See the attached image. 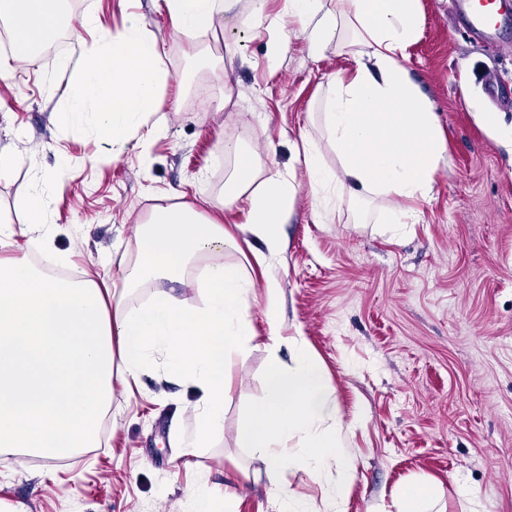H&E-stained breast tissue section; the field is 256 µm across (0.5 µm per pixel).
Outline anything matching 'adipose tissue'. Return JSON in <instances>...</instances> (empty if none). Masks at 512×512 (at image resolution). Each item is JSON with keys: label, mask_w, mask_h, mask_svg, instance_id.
I'll return each instance as SVG.
<instances>
[{"label": "adipose tissue", "mask_w": 512, "mask_h": 512, "mask_svg": "<svg viewBox=\"0 0 512 512\" xmlns=\"http://www.w3.org/2000/svg\"><path fill=\"white\" fill-rule=\"evenodd\" d=\"M58 2L0 0V21L9 24L15 41L12 58L0 59L1 73L52 38ZM237 3L166 0L171 26L181 33L209 28ZM288 12L313 45L343 28L355 47L353 68L328 82L319 114L339 173L330 175L321 165L315 139L300 137L298 153L311 183L335 182L339 198L352 203L385 198L388 223L404 232L410 213L403 200L431 191L446 153L434 107L402 64L418 34L419 0H336L332 10L323 0H288ZM166 78L157 38L139 15H130L76 60L67 90L71 120L78 128L92 123L104 141H124L147 126ZM224 154L235 160L224 202L247 208L250 233L264 241L268 258H276L282 250L279 227L298 198L295 179L260 169L254 155L232 141H225ZM14 208L22 224H0V450L59 459L99 447L114 380L138 379L155 351L164 355L170 379L201 389L184 443L205 447L224 428L230 392L224 362L253 347L248 309L254 281L239 268L209 264L200 277L198 308L185 307L173 287L184 283L199 256L237 249L236 237L194 205L157 207L137 227L135 276L115 290L91 277L70 281L38 271L20 242L33 227L41 229L36 242L44 262L65 261L46 226L43 198L36 191L24 194ZM151 281L170 287L156 290L147 304L129 306L128 293ZM265 349V397L241 424V439L259 452L283 512H303L283 479L292 467L313 476L335 470L329 499L333 512H347L354 454L336 419L332 387L305 337L274 335ZM284 350L290 354L286 363L280 359Z\"/></svg>", "instance_id": "obj_1"}]
</instances>
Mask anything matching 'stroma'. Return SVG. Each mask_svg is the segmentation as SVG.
Instances as JSON below:
<instances>
[{
    "label": "stroma",
    "mask_w": 512,
    "mask_h": 512,
    "mask_svg": "<svg viewBox=\"0 0 512 512\" xmlns=\"http://www.w3.org/2000/svg\"><path fill=\"white\" fill-rule=\"evenodd\" d=\"M419 9L403 64L439 114L448 155L428 197L407 201L414 217L402 237L382 221V201L355 205L311 186L296 147L309 133L321 164L338 170L318 112L328 79L352 58L342 39L316 48L294 34L286 0H266L260 22L240 0L196 36L171 30L165 0H66L67 21L87 16L91 26L67 32L66 51H33L0 76V149L22 153L0 179V220H15L16 197L39 191L71 269L99 271L119 250L127 265L108 270L118 283L136 260L135 227L155 206L202 201L205 217L237 235L224 263L259 285L280 280V332L305 336L334 389L356 457L347 512H398L401 490L419 479L436 483L446 512H512V148L499 139L512 132V104L490 99L483 82L495 76L512 93V0L499 4L500 52L466 31L452 0H419ZM131 13L157 37L168 77L150 117L160 133L114 145L74 127L66 89L71 60ZM284 30L292 37L274 66L268 42ZM228 139L299 186L282 252L266 267L255 262L265 246L246 231L247 211L224 204ZM249 320L257 346L225 364L232 391L208 447L185 454L201 392L167 380L157 354L138 381L115 386L100 447L30 464L0 453V507L193 512L189 486L232 483V512H280L258 452L238 433L264 396L262 293ZM284 478L324 512L335 473L293 468Z\"/></svg>",
    "instance_id": "obj_1"
}]
</instances>
